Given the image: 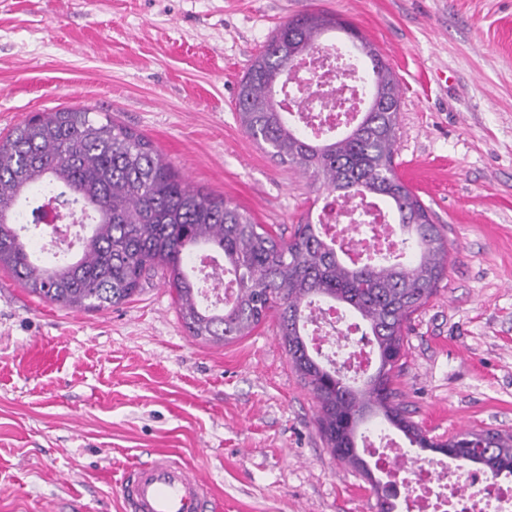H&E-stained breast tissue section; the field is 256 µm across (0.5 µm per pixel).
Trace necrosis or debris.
Masks as SVG:
<instances>
[{
  "instance_id": "4bbe7bcc",
  "label": "necrosis or debris",
  "mask_w": 512,
  "mask_h": 512,
  "mask_svg": "<svg viewBox=\"0 0 512 512\" xmlns=\"http://www.w3.org/2000/svg\"><path fill=\"white\" fill-rule=\"evenodd\" d=\"M303 70L321 75L324 87L335 97L349 100L355 109L340 114L317 110L312 104L298 106V98L309 93L308 86L300 82L283 103L291 123L310 133L320 128L333 133L342 124L356 120L357 108L366 102L367 85L355 58L341 45L333 44L309 58ZM316 219L347 257H358L366 247L380 255L402 250L390 211L370 198L331 203ZM360 333L358 322L338 306L318 302L308 310L310 343L327 364L343 367L353 378L368 372L372 365V351L360 341ZM362 445L392 483L400 512H512L511 476L485 479L478 472L443 461L397 469V462L405 457L402 444L382 430L367 432Z\"/></svg>"
}]
</instances>
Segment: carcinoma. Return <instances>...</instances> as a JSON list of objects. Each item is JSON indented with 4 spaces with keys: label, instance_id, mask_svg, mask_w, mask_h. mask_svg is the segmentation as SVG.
Wrapping results in <instances>:
<instances>
[{
    "label": "carcinoma",
    "instance_id": "1",
    "mask_svg": "<svg viewBox=\"0 0 512 512\" xmlns=\"http://www.w3.org/2000/svg\"><path fill=\"white\" fill-rule=\"evenodd\" d=\"M339 31L370 63L367 106L356 123L314 140L283 112L286 76L296 62ZM401 97L379 50L342 17L325 11L295 15L276 30L239 81L241 126L281 163L298 169L340 200L369 196L397 214L405 256L349 264L321 224L298 225L286 238L222 197L188 187L144 135L107 113L80 109L40 112L0 138V269L42 299L73 310L119 305L161 277L174 289L180 318L193 338L226 345L277 315L278 336L319 404L318 423L329 448L358 447V429L381 415L409 444L483 467L495 478L512 475V434L459 433L438 440L397 402L409 317L439 290L448 270V241L431 211L395 171ZM54 191L92 215L82 249L62 261L33 258L22 224L40 226L43 205L17 209L33 188ZM206 247L232 272L233 300L207 307L184 257ZM316 301L341 305L369 337L375 370L362 382L323 364L309 346L307 309ZM377 512H394L390 490L373 484Z\"/></svg>",
    "mask_w": 512,
    "mask_h": 512
}]
</instances>
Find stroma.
Segmentation results:
<instances>
[{"instance_id": "1", "label": "stroma", "mask_w": 512, "mask_h": 512, "mask_svg": "<svg viewBox=\"0 0 512 512\" xmlns=\"http://www.w3.org/2000/svg\"><path fill=\"white\" fill-rule=\"evenodd\" d=\"M341 15L399 82L396 170L448 240L395 381L445 440L512 433V0H0V136L38 112H107L194 189L291 234L324 190L258 148L238 83L280 24ZM174 452L223 512H375L327 447L268 317L227 345L155 279L106 310L40 300L0 269V512H123V470Z\"/></svg>"}]
</instances>
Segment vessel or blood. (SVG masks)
Wrapping results in <instances>:
<instances>
[{"label":"vessel or blood","mask_w":512,"mask_h":512,"mask_svg":"<svg viewBox=\"0 0 512 512\" xmlns=\"http://www.w3.org/2000/svg\"><path fill=\"white\" fill-rule=\"evenodd\" d=\"M125 512H217L210 485L174 458L157 452L128 468L120 482Z\"/></svg>","instance_id":"1"}]
</instances>
